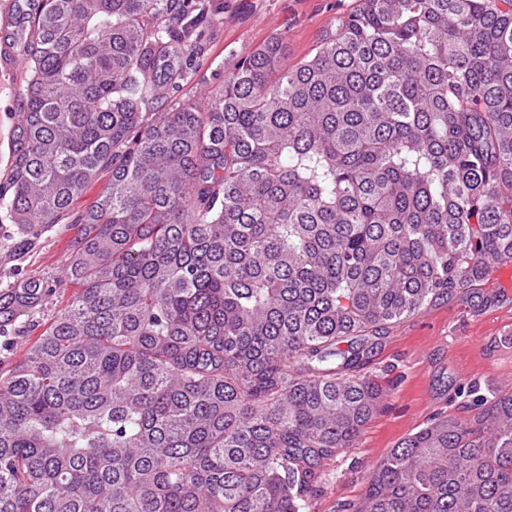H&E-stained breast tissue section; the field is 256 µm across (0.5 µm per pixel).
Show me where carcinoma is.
<instances>
[{"label": "carcinoma", "mask_w": 512, "mask_h": 512, "mask_svg": "<svg viewBox=\"0 0 512 512\" xmlns=\"http://www.w3.org/2000/svg\"><path fill=\"white\" fill-rule=\"evenodd\" d=\"M16 7L5 218L21 253L80 231L63 277L0 289L8 336L78 288L0 376V512H304L377 408L370 334L512 261V0H357L202 99L208 0ZM480 403L357 512H512V392Z\"/></svg>", "instance_id": "1"}]
</instances>
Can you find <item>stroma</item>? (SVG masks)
I'll list each match as a JSON object with an SVG mask.
<instances>
[{"mask_svg":"<svg viewBox=\"0 0 512 512\" xmlns=\"http://www.w3.org/2000/svg\"><path fill=\"white\" fill-rule=\"evenodd\" d=\"M222 19L198 60L187 93L214 87L229 61L281 34L289 61L311 54L357 0H216ZM27 90L20 63L0 65V185L11 173L16 110ZM79 227L58 224L36 248H12L13 224L0 222V287L26 277L56 279ZM363 374L381 392L378 408L352 447L324 461L306 512H355L369 472L404 438L438 416L472 417L474 395L512 391V289L495 277L389 324Z\"/></svg>","mask_w":512,"mask_h":512,"instance_id":"stroma-1","label":"stroma"}]
</instances>
